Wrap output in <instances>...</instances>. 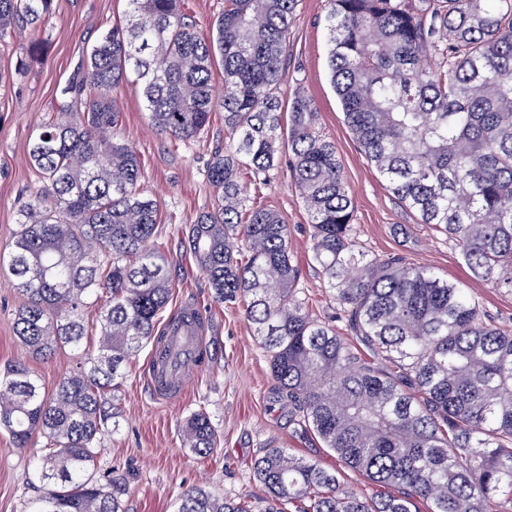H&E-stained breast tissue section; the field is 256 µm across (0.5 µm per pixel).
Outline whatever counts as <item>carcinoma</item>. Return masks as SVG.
Segmentation results:
<instances>
[{
    "instance_id": "cac0c4a2",
    "label": "carcinoma",
    "mask_w": 512,
    "mask_h": 512,
    "mask_svg": "<svg viewBox=\"0 0 512 512\" xmlns=\"http://www.w3.org/2000/svg\"><path fill=\"white\" fill-rule=\"evenodd\" d=\"M182 4L127 0L125 22L98 38L72 86L86 96L83 110L46 122L29 144L48 189L22 215L7 261L26 298L14 333L35 357L69 347L79 366L50 397L26 364L0 369V431L18 448L44 439L43 490L27 512H125L124 479L102 485L91 469L101 440L119 429L126 370L161 342L156 325L171 297L167 261L152 246L159 205L141 188V163L120 137L110 95L131 75L151 126L183 142L224 109L228 144L207 173L215 205L188 226L183 247L215 301L245 308L275 379L269 399L288 408L295 433L314 435L380 488L357 496L337 471L268 448L252 465L269 492L262 512H412L416 499L431 501V512H512V327L487 320L461 284L357 248L353 201L312 100L298 90L281 112L297 0H224L207 38ZM329 4L331 83L361 149L401 203L448 234L477 278L512 289V0ZM51 10L52 0H0V39L21 23L40 29ZM285 151L326 286L390 370L310 317L288 225L249 205L241 171L265 185ZM94 251L105 262L88 261ZM97 305L91 349L83 311ZM183 436L200 455L220 443L202 409ZM175 512L252 508L194 487Z\"/></svg>"
}]
</instances>
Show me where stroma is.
Here are the masks:
<instances>
[{
    "mask_svg": "<svg viewBox=\"0 0 512 512\" xmlns=\"http://www.w3.org/2000/svg\"><path fill=\"white\" fill-rule=\"evenodd\" d=\"M126 10V0H54L40 33L27 28L0 41L1 259L8 258L13 249L22 211L46 186L28 157L31 134L47 118L70 111V88L82 74L89 46L113 23L124 20ZM328 10V0H299L286 52L288 80L278 96L282 103H289L301 88L312 99L318 129L336 146L354 203L357 244L370 256L430 267L442 278L469 286L488 320L512 326V292L477 281L447 234L421 223L417 213L392 194L356 142L330 80ZM35 34L44 47L30 58L26 52ZM116 94L122 112L121 137L140 158L143 188L159 203L156 241L171 275L169 311L186 302L196 304L207 322L213 360L181 395L158 401L146 382L151 350L146 347L139 352L118 393L119 429L98 450L97 478L103 480L112 473L125 477L126 512H173L180 494L197 486L227 499L244 500L254 512H261L268 491L254 479L251 465L266 448L278 446L324 469L338 470L345 488L371 496L375 488L365 475L341 467L335 454L317 441L296 435L287 413L270 410L268 396L275 380L264 347L243 308L214 301L205 275L182 246L186 225L213 205L207 167L226 144L223 109H215L207 129L184 144L150 130L139 84L124 83ZM251 196L255 205L278 211L289 228L308 313L335 325L358 356L375 360V353L350 330L324 285L310 249L309 215L288 166H281ZM24 302L14 278L0 271V368L18 360L26 362L50 394L76 368L78 358L68 348L45 360L30 357L14 334L15 315ZM200 408L207 411L220 435L218 448L206 457L183 443V421ZM41 448V438L17 448L0 432V512H25L29 500L40 493L35 467Z\"/></svg>",
    "mask_w": 512,
    "mask_h": 512,
    "instance_id": "stroma-1",
    "label": "stroma"
}]
</instances>
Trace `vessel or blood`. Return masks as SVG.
I'll return each instance as SVG.
<instances>
[{
    "label": "vessel or blood",
    "instance_id": "b4317fda",
    "mask_svg": "<svg viewBox=\"0 0 512 512\" xmlns=\"http://www.w3.org/2000/svg\"><path fill=\"white\" fill-rule=\"evenodd\" d=\"M182 309L187 320L177 330L166 331L165 352H152L148 363L147 384L158 399L180 395L186 380L201 370L199 350L205 340L195 321L197 309L189 303Z\"/></svg>",
    "mask_w": 512,
    "mask_h": 512
}]
</instances>
